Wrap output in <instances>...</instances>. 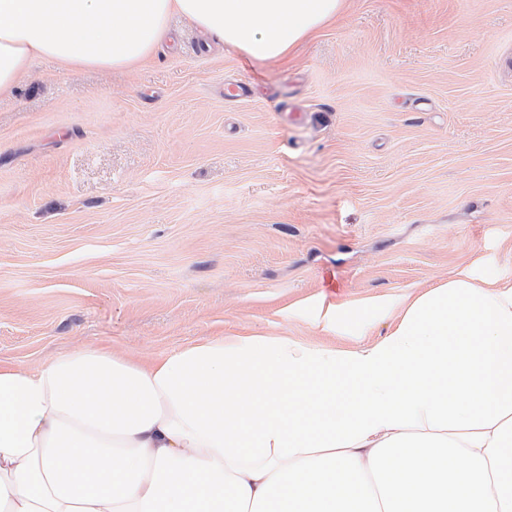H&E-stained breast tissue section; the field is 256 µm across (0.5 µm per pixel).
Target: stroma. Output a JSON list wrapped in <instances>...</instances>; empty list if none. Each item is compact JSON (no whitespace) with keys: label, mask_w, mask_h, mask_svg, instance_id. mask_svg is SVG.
I'll list each match as a JSON object with an SVG mask.
<instances>
[{"label":"stroma","mask_w":512,"mask_h":512,"mask_svg":"<svg viewBox=\"0 0 512 512\" xmlns=\"http://www.w3.org/2000/svg\"><path fill=\"white\" fill-rule=\"evenodd\" d=\"M169 26L144 64L43 58L0 100L1 365L223 335L347 349L289 307L512 269V0H345L272 65Z\"/></svg>","instance_id":"obj_1"}]
</instances>
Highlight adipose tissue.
Wrapping results in <instances>:
<instances>
[{"mask_svg":"<svg viewBox=\"0 0 512 512\" xmlns=\"http://www.w3.org/2000/svg\"><path fill=\"white\" fill-rule=\"evenodd\" d=\"M344 0H0V98L43 57L141 63L178 14L269 63ZM289 308L355 349L205 336L0 365V512H512V270ZM399 322L366 341L368 320Z\"/></svg>","mask_w":512,"mask_h":512,"instance_id":"ef3b65f1","label":"adipose tissue"}]
</instances>
